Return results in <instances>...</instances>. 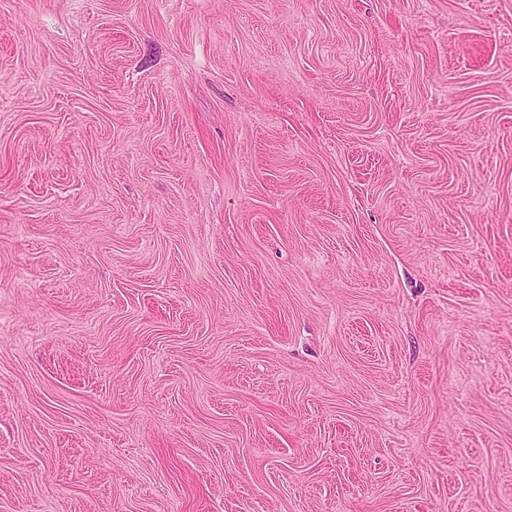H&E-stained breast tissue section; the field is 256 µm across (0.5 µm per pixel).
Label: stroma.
I'll return each instance as SVG.
<instances>
[{
  "label": "stroma",
  "mask_w": 512,
  "mask_h": 512,
  "mask_svg": "<svg viewBox=\"0 0 512 512\" xmlns=\"http://www.w3.org/2000/svg\"><path fill=\"white\" fill-rule=\"evenodd\" d=\"M0 512H512V0H0Z\"/></svg>",
  "instance_id": "stroma-1"
}]
</instances>
